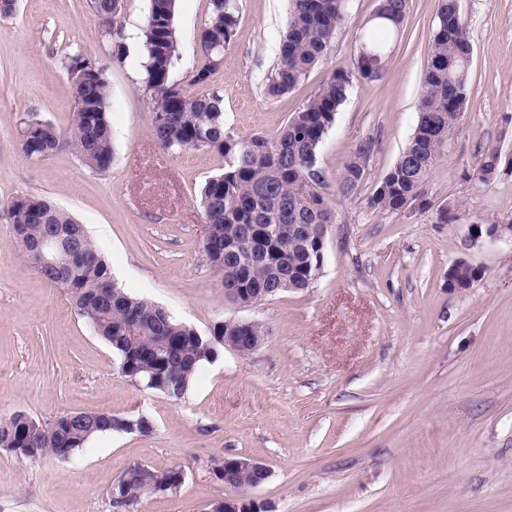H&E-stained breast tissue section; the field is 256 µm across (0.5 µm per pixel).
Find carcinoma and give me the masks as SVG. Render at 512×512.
<instances>
[{
	"label": "carcinoma",
	"mask_w": 512,
	"mask_h": 512,
	"mask_svg": "<svg viewBox=\"0 0 512 512\" xmlns=\"http://www.w3.org/2000/svg\"><path fill=\"white\" fill-rule=\"evenodd\" d=\"M176 2L151 0L141 36V86L154 111L152 136L163 149L206 150L224 157L223 171L207 178L199 190L203 218L210 227L203 243L207 260L221 275L224 297L234 304L246 300L244 290L254 296L287 287L304 290L320 275L324 248L309 242L298 228L331 224L334 218L323 192L326 176L321 169L308 166V160L317 156L347 100L350 77L332 74L276 134L235 138L224 131L221 95L209 92L189 97L172 79L180 57L174 27ZM291 2L279 60L265 84V92L272 98L294 89L309 70L326 59L349 0ZM209 5L199 39L200 62L191 79L198 86L211 85L220 72L224 47L234 36L239 13L237 0H209ZM122 6L123 0H90L108 40ZM406 13L407 0H378L372 21L397 33ZM472 52L457 0H439L417 124L369 198L372 209L401 213L407 205L429 206L424 187L469 102ZM386 57L385 45L364 34L355 58L357 72L368 81L381 79ZM98 66L95 77L71 83L74 112L69 134L33 115L23 121L20 144L27 157L42 160L69 149L94 172L111 167L108 65L100 62ZM372 146L369 139L360 141L343 164L337 182L339 196L347 198L358 192ZM498 160L496 148H485L476 179L489 180ZM10 215L25 264L63 290L77 315L112 349L124 377L131 380L149 373L154 377L151 389L180 400L199 367L216 358L224 337L243 335L238 320H218L208 335H201L157 305L127 294L113 280L107 261L84 226L49 201L17 195ZM246 224L258 228V235L250 241L242 237ZM52 233L64 235L63 243L71 252L61 270L41 265L33 251V246ZM481 277L482 270L476 267H450L448 288L467 290ZM124 420V416L105 411L81 412L67 428L56 419L41 421L19 411L0 420V435L8 439L10 451L26 459L33 448L40 459L70 456L92 437L112 431V425ZM125 484L131 498L129 507L134 509L150 497L145 491L149 486L165 494L176 492L178 467L157 471L134 462L112 488L120 495Z\"/></svg>",
	"instance_id": "1"
}]
</instances>
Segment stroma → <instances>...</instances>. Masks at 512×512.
Wrapping results in <instances>:
<instances>
[{"instance_id":"1","label":"stroma","mask_w":512,"mask_h":512,"mask_svg":"<svg viewBox=\"0 0 512 512\" xmlns=\"http://www.w3.org/2000/svg\"><path fill=\"white\" fill-rule=\"evenodd\" d=\"M239 3L212 85L227 133H276L332 73L351 78L318 153L335 211L322 272L310 288L251 307L225 299L203 251L199 188L222 172L223 157L171 154L151 136L140 50L128 35L144 26L150 0H125L109 40L89 0H17L0 16V418L106 411L155 425L148 436H95L66 459L30 461L0 448V512H125L109 490L134 462L187 472L176 493L149 497L138 512H207L226 494L208 469L224 456L269 467L268 481L244 493L268 512H512V246L468 240L469 225L512 219V0H458L473 44L469 103L433 169L428 208L398 214L368 199L416 125L438 0H408L378 81L355 69L378 0H350L327 61L278 98L265 81L289 0ZM208 12L209 0H177L173 78L190 96L200 92L191 72ZM75 50L110 61L113 160L104 173L70 150L33 160L19 144L31 112L70 130L60 61ZM368 136L376 145L361 188L339 197L342 166ZM488 146L499 165L481 183L470 174ZM18 194L83 224L129 295L203 335L222 319L260 322L262 346L245 356L221 348L180 401L121 376L62 290L25 265L8 216ZM448 206L457 221L438 223ZM459 260L483 271L461 292L448 288Z\"/></svg>"}]
</instances>
